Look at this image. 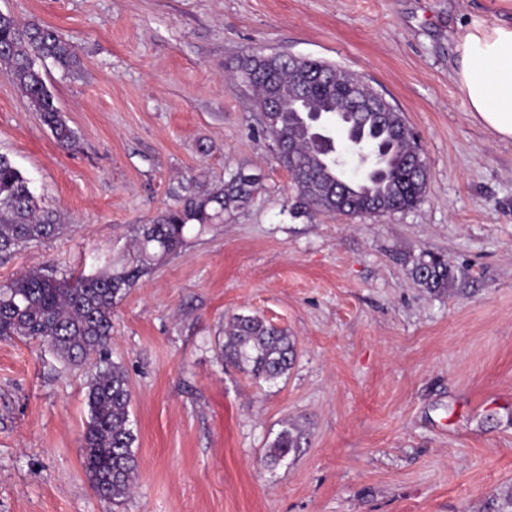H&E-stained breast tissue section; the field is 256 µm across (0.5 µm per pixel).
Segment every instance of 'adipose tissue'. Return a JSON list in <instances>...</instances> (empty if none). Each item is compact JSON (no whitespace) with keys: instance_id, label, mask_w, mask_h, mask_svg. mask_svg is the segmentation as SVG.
I'll use <instances>...</instances> for the list:
<instances>
[{"instance_id":"ef3b65f1","label":"adipose tissue","mask_w":512,"mask_h":512,"mask_svg":"<svg viewBox=\"0 0 512 512\" xmlns=\"http://www.w3.org/2000/svg\"><path fill=\"white\" fill-rule=\"evenodd\" d=\"M454 79L472 118L512 140V23L473 22L460 33Z\"/></svg>"}]
</instances>
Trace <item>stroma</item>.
I'll return each instance as SVG.
<instances>
[{"label":"stroma","mask_w":512,"mask_h":512,"mask_svg":"<svg viewBox=\"0 0 512 512\" xmlns=\"http://www.w3.org/2000/svg\"><path fill=\"white\" fill-rule=\"evenodd\" d=\"M53 27L79 65L41 66L78 144L61 146L0 71V154L63 232L0 260L79 272L127 254L136 225L245 170L261 188L117 302L138 461L124 499L83 466L91 364L0 340V512H498L512 493V141L454 80L461 27L503 0H0ZM249 51L362 76L402 112L428 183L405 211L293 215L296 192L235 76ZM440 256L433 294L410 276ZM257 315L295 343L273 382L225 360L224 326ZM302 446L269 448L285 424ZM411 276L420 286L433 293L448 290L455 279L448 263L435 257H430L429 260L419 259L412 268Z\"/></svg>","instance_id":"1"}]
</instances>
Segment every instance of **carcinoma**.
Wrapping results in <instances>:
<instances>
[{"instance_id":"carcinoma-1","label":"carcinoma","mask_w":512,"mask_h":512,"mask_svg":"<svg viewBox=\"0 0 512 512\" xmlns=\"http://www.w3.org/2000/svg\"><path fill=\"white\" fill-rule=\"evenodd\" d=\"M52 60L65 70L77 65L74 46L53 28L21 25L0 15V64L25 94L34 111L62 146L75 144L74 132L62 120L52 92L33 62ZM238 78L255 92L258 110L270 96L286 104L297 95V77L288 59L244 55L236 66ZM349 74L336 71L330 80L313 85L306 95L311 109L342 113L352 135L371 142L376 149L378 170L369 192L354 193L336 183V158L315 145L308 128L291 112H278L276 121L263 131L273 143L294 144L291 156L279 157L283 167L303 174L293 181L295 209L337 212L351 217L374 215L371 202L383 203L388 211H403L423 198L426 175L415 169L417 150L413 134H401L406 126L400 112L360 109L362 118L351 123L355 111L346 94ZM260 189V180L238 171L221 187L203 194L187 190L178 204L135 228L134 239L122 262L98 252L90 272L58 277L39 270L28 271L0 284V339L37 340L60 358L79 364L96 357L95 372L87 383L88 421L81 448L86 472L98 497L106 502L128 495L137 470L133 449L136 436L130 420L131 393L122 366L110 358L112 309L139 280L186 242L193 225L224 221V213L247 202ZM65 225L57 215L42 209L29 181L5 155H0V257L22 246L50 239ZM411 276L433 293L448 290L454 273L443 259L418 260ZM224 357L240 369L266 382H274L291 367L294 344L288 334L257 315H236L224 329ZM301 447V434L284 429L272 444L270 457L277 459Z\"/></svg>"}]
</instances>
